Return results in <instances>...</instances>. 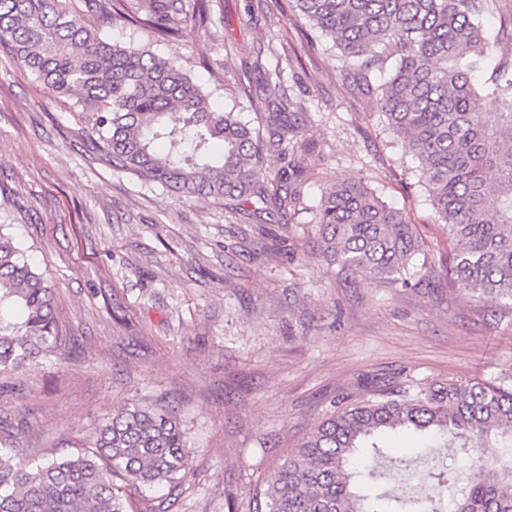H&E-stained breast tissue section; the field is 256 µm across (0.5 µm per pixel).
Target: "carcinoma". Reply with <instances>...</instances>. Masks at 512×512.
Segmentation results:
<instances>
[{"label": "carcinoma", "instance_id": "cac0c4a2", "mask_svg": "<svg viewBox=\"0 0 512 512\" xmlns=\"http://www.w3.org/2000/svg\"><path fill=\"white\" fill-rule=\"evenodd\" d=\"M211 0H85L93 26L66 0H0V45L82 114V136L113 169L187 197L224 201L259 218L287 214L303 166L271 176L268 153L306 142L279 100L260 132L218 110L177 60L145 45L112 44L99 31L116 16L162 37L211 22ZM497 0H292L311 30L347 62L351 93L380 112L420 162V179L450 252L440 274L462 295L512 302V63L491 64L485 18ZM322 254L339 272L403 287L431 282L414 263V225L358 180L330 184L316 216ZM0 373L19 372L61 350L52 286L0 225ZM366 393L315 425L266 481L256 512H512V383L409 379L366 382ZM396 431L453 444L467 477L431 458L422 496L368 494L382 440ZM499 449L509 465L485 453ZM192 449L172 410L128 403L76 451L33 463L19 457L12 426L0 428V512H137L143 489H168L152 512H170L187 481Z\"/></svg>", "mask_w": 512, "mask_h": 512}]
</instances>
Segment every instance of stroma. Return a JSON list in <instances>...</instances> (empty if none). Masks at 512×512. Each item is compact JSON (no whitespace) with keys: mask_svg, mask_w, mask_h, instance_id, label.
I'll return each mask as SVG.
<instances>
[{"mask_svg":"<svg viewBox=\"0 0 512 512\" xmlns=\"http://www.w3.org/2000/svg\"><path fill=\"white\" fill-rule=\"evenodd\" d=\"M288 0H214L209 28L176 40L116 19L106 41L147 42L253 127L266 74L307 128L303 208L254 221L113 170L81 139L77 114L0 48V224L53 287L67 338L60 358L0 374V417L29 459L50 460L138 402L174 409L194 450L175 512H254L273 467L338 399L368 378L492 379L512 373V304L459 295L445 279L404 288L338 274L319 248L323 189L363 181L402 209L439 266L448 233L381 113L350 94L331 42L310 43ZM264 68L239 74L255 52ZM376 491L431 481L426 457L459 449L396 434ZM406 467H398V460Z\"/></svg>","mask_w":512,"mask_h":512,"instance_id":"1","label":"stroma"}]
</instances>
